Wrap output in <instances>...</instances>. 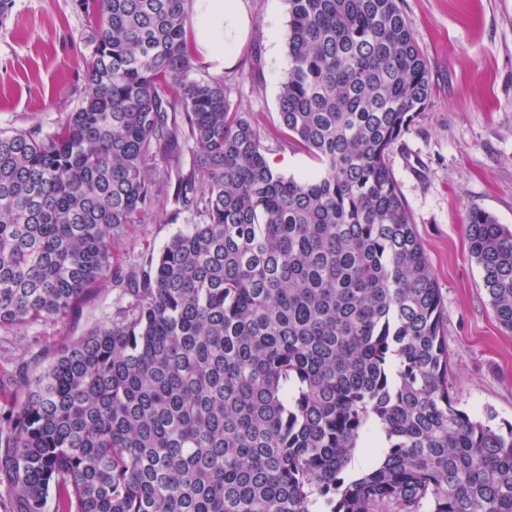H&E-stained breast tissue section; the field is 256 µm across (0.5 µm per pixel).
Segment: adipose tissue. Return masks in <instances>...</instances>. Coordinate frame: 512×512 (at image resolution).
<instances>
[{"label": "adipose tissue", "instance_id": "adipose-tissue-1", "mask_svg": "<svg viewBox=\"0 0 512 512\" xmlns=\"http://www.w3.org/2000/svg\"><path fill=\"white\" fill-rule=\"evenodd\" d=\"M199 28L211 57L233 67L249 29L244 0H203Z\"/></svg>", "mask_w": 512, "mask_h": 512}]
</instances>
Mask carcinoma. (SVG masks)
I'll use <instances>...</instances> for the list:
<instances>
[{
    "label": "carcinoma",
    "instance_id": "carcinoma-1",
    "mask_svg": "<svg viewBox=\"0 0 512 512\" xmlns=\"http://www.w3.org/2000/svg\"><path fill=\"white\" fill-rule=\"evenodd\" d=\"M288 3L279 121L316 176L276 174L224 81L191 78L195 0H76L86 96L51 133L0 131V330L76 317L106 283L127 299L45 370L0 373V512H512V424L451 403L389 165L429 62L398 0ZM185 212L157 255L116 261L133 225ZM467 221L512 332V232ZM380 439L381 433L374 428H371L360 437L358 449L350 465L353 470H362L368 466L373 458L374 452L378 449L372 447L379 446L378 442Z\"/></svg>",
    "mask_w": 512,
    "mask_h": 512
}]
</instances>
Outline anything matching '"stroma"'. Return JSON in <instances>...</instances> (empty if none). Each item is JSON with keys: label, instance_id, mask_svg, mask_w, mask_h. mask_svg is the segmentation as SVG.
Here are the masks:
<instances>
[{"label": "stroma", "instance_id": "stroma-1", "mask_svg": "<svg viewBox=\"0 0 512 512\" xmlns=\"http://www.w3.org/2000/svg\"><path fill=\"white\" fill-rule=\"evenodd\" d=\"M249 35L234 68L200 51L198 77H223L233 107L249 113L280 174L320 173V163L279 128L280 83L288 71L287 0H244ZM430 64L433 95L389 157L390 168L441 290L454 408L493 426L512 423V333L504 330L469 254L467 211L476 206L512 231V0H399ZM95 28L74 0H14L0 25V131L55 130L86 94L84 61ZM186 218L135 225L122 263L157 254ZM111 286L76 318L0 334V365L17 358L45 368L62 346L108 322Z\"/></svg>", "mask_w": 512, "mask_h": 512}]
</instances>
